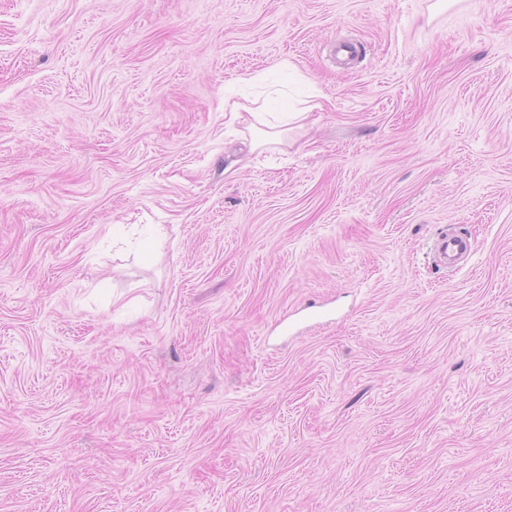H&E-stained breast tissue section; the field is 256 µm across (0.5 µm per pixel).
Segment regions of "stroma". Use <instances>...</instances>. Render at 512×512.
<instances>
[{"instance_id": "35a3bbf8", "label": "stroma", "mask_w": 512, "mask_h": 512, "mask_svg": "<svg viewBox=\"0 0 512 512\" xmlns=\"http://www.w3.org/2000/svg\"><path fill=\"white\" fill-rule=\"evenodd\" d=\"M0 512H512V0H0ZM302 106L293 111L281 112L282 115L274 118L275 121L269 120V112H265V105L258 104L257 101H230L224 99V118L227 117L229 124L236 122L246 124V128L250 131H256V122L270 126L271 128L277 125L287 126L281 130L272 132H263L265 138L269 140H278L282 142V135L288 132V124H295L297 128H302L304 122L309 118L311 112L321 110L322 104L316 100H306L302 102ZM470 244L467 240L460 238L458 235L442 233L433 242L432 250L434 253L441 255L448 268H453L452 257L462 251H467Z\"/></svg>"}]
</instances>
